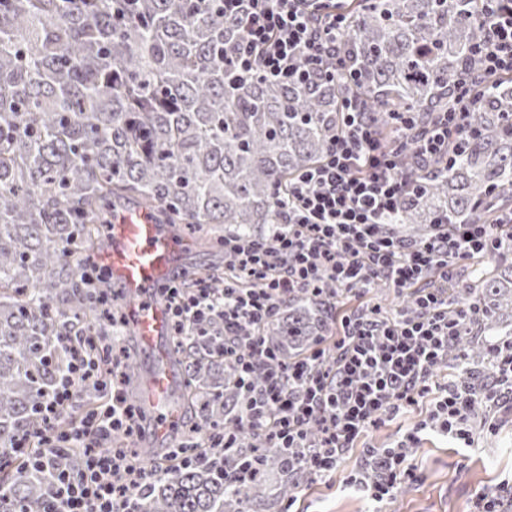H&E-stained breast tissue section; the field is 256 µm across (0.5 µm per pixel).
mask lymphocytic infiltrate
<instances>
[{
    "label": "lymphocytic infiltrate",
    "instance_id": "lymphocytic-infiltrate-1",
    "mask_svg": "<svg viewBox=\"0 0 512 512\" xmlns=\"http://www.w3.org/2000/svg\"><path fill=\"white\" fill-rule=\"evenodd\" d=\"M225 19L239 22L233 46L236 78L310 84L346 79L341 39L346 18L326 0H218ZM482 31L471 51L470 72L484 80L512 73V0H485ZM467 89L458 105L419 124L414 113L395 115L400 143L387 144L372 112L359 98L344 106L341 128L323 160L304 170L274 205L281 221L265 230L224 236V288L208 282L185 287L177 272L160 288L172 333L194 342L212 318L224 322L216 336L218 354L231 373L224 426L210 432L209 445L224 456V478L234 483L260 468V449L294 448L289 466L313 477L335 472L368 431L412 411L415 427L383 448L364 450L353 486L375 502L391 497L413 478L407 464L422 433L434 431L463 447L477 431L497 432L512 418V341L488 338V379L482 391L434 378L446 363L473 308L449 310V288L459 281V264L470 255L512 250V213L494 224L433 225L429 234H400L396 218L417 181L403 161L448 162L468 131ZM406 297L396 314L360 299L377 282ZM307 294L333 314L335 330L319 337L306 354L288 359L265 334L289 299ZM94 337L60 336L65 362L55 384L39 398L40 425L16 437L14 450L38 441V466L51 470L56 512H139L138 495L151 472L135 466L114 435L140 436L138 411L124 397L119 368L126 351L116 342L92 354ZM112 398L86 413L69 430L57 426L76 387L101 389L105 365ZM490 414L473 424L475 403ZM74 445L85 451L78 472L55 462V451Z\"/></svg>",
    "mask_w": 512,
    "mask_h": 512
}]
</instances>
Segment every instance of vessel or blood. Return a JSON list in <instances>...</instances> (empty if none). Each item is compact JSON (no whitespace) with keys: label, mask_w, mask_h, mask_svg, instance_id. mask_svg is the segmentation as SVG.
<instances>
[{"label":"vessel or blood","mask_w":512,"mask_h":512,"mask_svg":"<svg viewBox=\"0 0 512 512\" xmlns=\"http://www.w3.org/2000/svg\"><path fill=\"white\" fill-rule=\"evenodd\" d=\"M191 250L190 241L167 233L144 209L132 207L114 217L111 244L101 256L127 294L130 333L137 342L133 361L153 364L138 400L154 415L149 432L155 444L168 439L176 416L168 403L173 380L168 316L157 290Z\"/></svg>","instance_id":"obj_1"}]
</instances>
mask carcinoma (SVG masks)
I'll list each match as a JSON object with an SVG mask.
<instances>
[{
    "label": "carcinoma",
    "instance_id": "cac0c4a2",
    "mask_svg": "<svg viewBox=\"0 0 512 512\" xmlns=\"http://www.w3.org/2000/svg\"><path fill=\"white\" fill-rule=\"evenodd\" d=\"M479 0H336L352 18L344 50L388 141L394 112H443L456 105L470 49L481 36ZM239 26L212 0H139L132 15L112 0H0V453L37 426L36 399L51 386L69 330L108 334L112 318L85 283L86 266L108 242L113 204L149 210L178 237L210 224L231 232L278 223L274 198L316 165L339 129L342 93L311 85L231 79ZM455 162L421 171L400 223L489 224L512 205V76L487 79L470 108ZM458 306L479 311L486 336H512L498 315L512 308V267L454 288ZM172 342L185 368L178 405L224 425V362L212 336ZM333 331L325 306L288 303L265 333L291 356ZM487 355L466 333L448 359L462 376ZM127 452L149 467L153 448ZM80 448L58 463L79 468ZM189 468L171 464L141 491L140 512H238L248 494L289 500L306 479L288 476V452L268 448L259 475L224 482V456L197 448ZM48 473L27 459H0V512H47Z\"/></svg>",
    "mask_w": 512,
    "mask_h": 512
}]
</instances>
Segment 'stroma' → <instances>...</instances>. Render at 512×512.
Listing matches in <instances>:
<instances>
[{
    "label": "stroma",
    "instance_id": "35a3bbf8",
    "mask_svg": "<svg viewBox=\"0 0 512 512\" xmlns=\"http://www.w3.org/2000/svg\"><path fill=\"white\" fill-rule=\"evenodd\" d=\"M361 462L360 450H353L331 479L309 481L298 497V512H473L480 494H500L512 484V424L478 435L470 448L423 434L409 459L414 479L402 481L378 505L349 483Z\"/></svg>",
    "mask_w": 512,
    "mask_h": 512
}]
</instances>
